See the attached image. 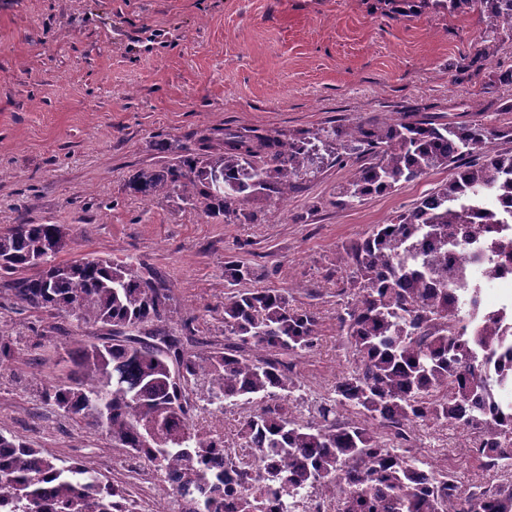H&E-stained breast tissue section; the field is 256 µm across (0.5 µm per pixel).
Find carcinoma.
Instances as JSON below:
<instances>
[{
  "instance_id": "cac0c4a2",
  "label": "carcinoma",
  "mask_w": 512,
  "mask_h": 512,
  "mask_svg": "<svg viewBox=\"0 0 512 512\" xmlns=\"http://www.w3.org/2000/svg\"><path fill=\"white\" fill-rule=\"evenodd\" d=\"M432 2L448 14L480 11L495 32L512 39V0H398L410 12ZM488 51L462 70L477 76ZM512 125L486 126L426 112H402L353 127L334 125L286 139L254 130H224L216 152L187 153L133 175L129 188L145 198H178L205 216L240 224L257 190L277 198L322 172L325 157L355 172L342 204L394 191L433 169L452 167L448 183L411 210L376 224L343 248L339 262L356 300L338 316L350 367L334 396L305 419L292 411L300 388L291 356L314 346L320 317L292 303L287 289H240L250 276L241 260L224 263L232 292L224 298V343L196 338L197 317L182 316L174 291L154 269L84 254L67 262L43 251L55 224H13L0 230L3 289L22 305L55 311L100 335L83 341L64 330L69 366L48 393L71 419H92L112 447L147 451L148 462L175 493L192 498L189 512H214L224 474L207 456L220 435L193 422L203 402L224 412L244 400L260 412L240 423L237 439H258L268 473L287 498L311 488L337 489V512H512V486L462 492L453 477L440 484L428 471L385 447L411 445L409 428L446 421L482 437L476 454L487 468L512 459V411L492 385L512 387V314L500 310L472 325L463 304L480 310L479 289L448 254L488 241L512 250ZM481 161L461 167L465 155ZM0 336V369L16 362ZM126 489L93 468L44 454L0 432V508L6 512H113Z\"/></svg>"
}]
</instances>
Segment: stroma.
Listing matches in <instances>:
<instances>
[{"instance_id": "obj_1", "label": "stroma", "mask_w": 512, "mask_h": 512, "mask_svg": "<svg viewBox=\"0 0 512 512\" xmlns=\"http://www.w3.org/2000/svg\"><path fill=\"white\" fill-rule=\"evenodd\" d=\"M486 70L455 68L488 42ZM512 69V40L494 39L487 16L397 13L378 0H0V228L61 224L60 260L92 253L160 271L198 338L224 341V262L244 260L249 288H292L321 318L312 348L294 356L298 402L329 396L348 368L337 316L343 246L410 210L454 176L439 168L353 205L337 202L351 167L325 164L286 199L248 198L245 224H217L175 198L143 199L129 182L162 164L158 143L197 151L225 128L288 137L353 126L449 102L468 120L512 122L488 110L512 102L495 83ZM0 295V335L20 356L0 371V432L77 459L124 484L104 431L64 416L46 396L61 374L60 350L37 336L64 326Z\"/></svg>"}]
</instances>
